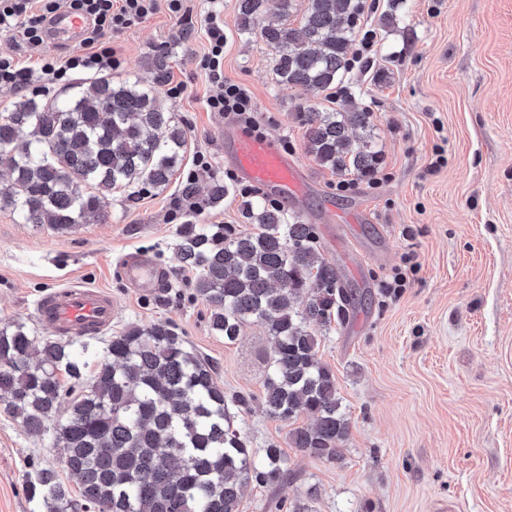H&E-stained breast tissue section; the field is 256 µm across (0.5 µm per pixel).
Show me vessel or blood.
I'll use <instances>...</instances> for the list:
<instances>
[{
  "label": "vessel or blood",
  "instance_id": "b4317fda",
  "mask_svg": "<svg viewBox=\"0 0 512 512\" xmlns=\"http://www.w3.org/2000/svg\"><path fill=\"white\" fill-rule=\"evenodd\" d=\"M89 24V18L68 10L58 11L45 24L46 39L54 45H78ZM224 144L227 157L245 179L290 202L302 199L305 175L275 140L228 130L224 133ZM119 270L137 292L152 293L164 285L162 271L143 254L125 255ZM35 313L39 322L57 336H96L111 327L115 307L103 289L75 281L42 296Z\"/></svg>",
  "mask_w": 512,
  "mask_h": 512
}]
</instances>
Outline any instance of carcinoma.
<instances>
[{"label":"carcinoma","instance_id":"obj_1","mask_svg":"<svg viewBox=\"0 0 512 512\" xmlns=\"http://www.w3.org/2000/svg\"><path fill=\"white\" fill-rule=\"evenodd\" d=\"M295 2L237 0L239 29L272 48L277 84L324 92L349 70L360 0H307L299 28L288 22ZM271 12L281 21L264 23ZM152 70L149 85L103 75L62 99L20 101L1 117L0 159L10 180L0 188V210L65 232L100 216L116 189L166 186L182 165L186 131L156 93L169 77L167 55L154 56ZM297 115L319 165L342 176L376 165L370 113L348 101L332 111L300 106ZM356 129L365 135L354 136ZM243 209L254 231L186 224L177 260L200 269L194 295L211 309L210 328L224 342H236L248 325L265 328L273 344L265 412L288 423L312 416V425L288 432L289 443L332 462L350 423L336 377L318 358L314 328L346 316L347 291L312 225L259 201ZM89 353L79 338L39 339L21 323L0 327V406L30 435L53 431V447L80 484L74 497L55 469L38 470L28 492L40 512H240L248 484L285 476L277 445L254 460L213 366L171 324L125 328L90 374ZM61 371L79 386L63 418Z\"/></svg>","mask_w":512,"mask_h":512}]
</instances>
